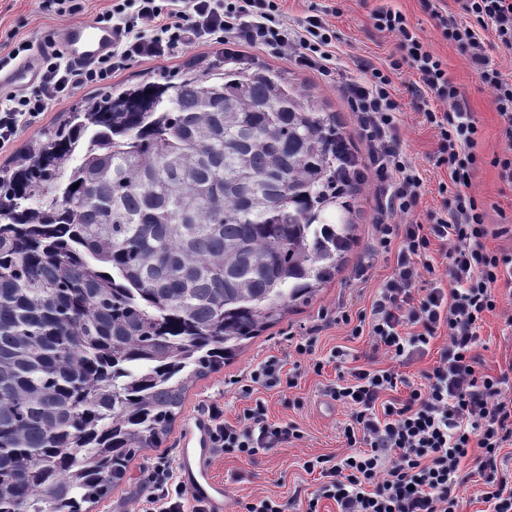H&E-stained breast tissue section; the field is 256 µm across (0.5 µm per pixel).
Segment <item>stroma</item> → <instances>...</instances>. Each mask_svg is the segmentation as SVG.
<instances>
[{"mask_svg": "<svg viewBox=\"0 0 512 512\" xmlns=\"http://www.w3.org/2000/svg\"><path fill=\"white\" fill-rule=\"evenodd\" d=\"M66 5L65 12L49 14L43 12L41 0H0V45L13 37L40 46L46 39L59 37L71 22L95 20L111 7L112 0H66ZM284 8L292 23L303 19L313 8L329 13V21L338 36V56L341 63L347 65L358 58L380 64L396 50L393 37L372 27L369 16L374 10L391 8L405 14L431 51L446 63L449 78L460 87L470 112L479 123L480 160L472 179L473 193L484 201L489 223H512V189L503 184L493 165L495 156L503 149L501 120L493 105V93L466 56L442 40L421 0H286ZM223 47L224 36L218 33L212 35L208 43L185 47L176 57L133 61L123 71L73 91L70 97L56 102L47 112L31 118L9 145L0 148V167L19 161L28 144L38 139L62 113L88 105L99 93L177 77L188 64L211 59ZM247 54L255 61L284 72L315 104L335 113L356 148H363L356 116L340 95L335 76L322 75L301 67L292 58L273 56L257 48L248 49ZM415 80V74L408 69L393 78L402 107L399 114L402 147L424 178V195L412 217L422 222L427 211L441 207L438 185L447 174L445 168L435 164L437 132L423 119L424 110L435 107L436 102L412 94L411 85ZM375 209L370 184H362L354 200L355 240L341 272L332 282L319 288L307 303L290 307L279 322L259 336L244 340L241 351L219 370L195 380L160 446L138 451L129 462L124 478L114 483L108 495L91 507L90 512H143L152 492V475L157 464L163 463L172 469L177 466L186 420L196 414H207L209 407L214 406L222 411L224 421L238 424L251 399L242 395L238 382L269 356L281 358L285 366H299L298 384L293 388H261L255 390L254 396L266 403L270 421L296 423L303 437L251 459L214 449L213 473L226 489L224 512H243L246 502L260 496L280 498L287 501L288 512H301V505L291 500L294 491L299 488L311 491L318 484L316 475L304 471V460L318 455H339L345 450L340 430L348 411L325 396V387L336 381L339 371L358 365L381 368L391 365L383 354L373 353L367 337L352 338L350 326L334 321L341 308L353 315L369 311L379 285L392 271L393 256L375 247ZM511 315L512 298L501 297L498 309L487 315L480 330L481 344L477 353L481 369L487 374L495 376L512 366V328L505 324ZM310 330L316 338L314 353L309 358L297 357L291 339L306 335ZM336 348L346 351L344 361L332 360L331 352ZM316 359L324 363L322 372H314L312 368Z\"/></svg>", "mask_w": 512, "mask_h": 512, "instance_id": "stroma-1", "label": "stroma"}]
</instances>
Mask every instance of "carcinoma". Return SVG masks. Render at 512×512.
<instances>
[{"mask_svg":"<svg viewBox=\"0 0 512 512\" xmlns=\"http://www.w3.org/2000/svg\"><path fill=\"white\" fill-rule=\"evenodd\" d=\"M216 62L65 112L0 169V512H89L190 382L343 263L352 140L282 74Z\"/></svg>","mask_w":512,"mask_h":512,"instance_id":"obj_1","label":"carcinoma"}]
</instances>
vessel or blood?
Instances as JSON below:
<instances>
[{
    "label": "vessel or blood",
    "mask_w": 512,
    "mask_h": 512,
    "mask_svg": "<svg viewBox=\"0 0 512 512\" xmlns=\"http://www.w3.org/2000/svg\"><path fill=\"white\" fill-rule=\"evenodd\" d=\"M115 40L111 27L78 22L64 28L60 45L69 61L86 66L110 55ZM40 75L41 62L36 55L21 60L9 70H0V97L24 90L36 83ZM211 455V424L205 416H194L184 427L178 454L180 482L194 499L207 503L211 512H224V484L209 469Z\"/></svg>",
    "instance_id": "b4317fda"
}]
</instances>
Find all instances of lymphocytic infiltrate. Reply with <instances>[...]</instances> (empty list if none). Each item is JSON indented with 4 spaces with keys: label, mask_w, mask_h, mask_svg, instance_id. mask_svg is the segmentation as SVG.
<instances>
[{
    "label": "lymphocytic infiltrate",
    "mask_w": 512,
    "mask_h": 512,
    "mask_svg": "<svg viewBox=\"0 0 512 512\" xmlns=\"http://www.w3.org/2000/svg\"><path fill=\"white\" fill-rule=\"evenodd\" d=\"M442 39L456 45L480 70L494 93L506 145L494 164L500 180L512 188V79L492 67L482 31L493 30L512 52V0H458L460 15L445 12L439 0H422ZM372 26L397 40L399 55L387 68L360 66L359 77L345 78L346 95L366 141L369 166L376 176L379 217L376 230L383 249H396V265L377 290L368 323H353L352 337L368 336L383 352L388 368L354 367L339 375L326 394L349 411L341 435L347 450L340 457L320 455L303 468L318 473L319 484L303 496L304 512H320L322 501L336 512H458L459 470L472 449H480L477 470L484 484L487 512H512V479L499 475L501 449L512 447V378L481 372L476 350L479 329L498 305L499 287L512 288V251L489 249L485 241L497 230L472 190L480 130L458 85L397 10L380 8ZM108 25L121 40L103 63L77 67L54 46L42 55V79L32 91L0 103V147L16 137L20 126L64 98L79 84H91L137 59L167 58L181 45L220 33L225 43L246 44L271 54H289L321 74L342 71L336 31L320 14L290 24L282 0H138L135 11L113 5ZM417 76L416 95H433L445 109L425 110L437 131L436 166L446 168L440 183L442 213L428 225L397 224V214L413 213L423 179L402 150L392 77L402 68ZM439 244L445 278L425 280L434 266L426 257ZM442 347L433 342L440 335ZM436 351L437 358L414 385L398 371L414 356ZM214 447L252 457L302 439L296 423L270 421L268 407L255 400L240 424L220 423L213 411Z\"/></svg>",
    "instance_id": "f902f5d3"
}]
</instances>
